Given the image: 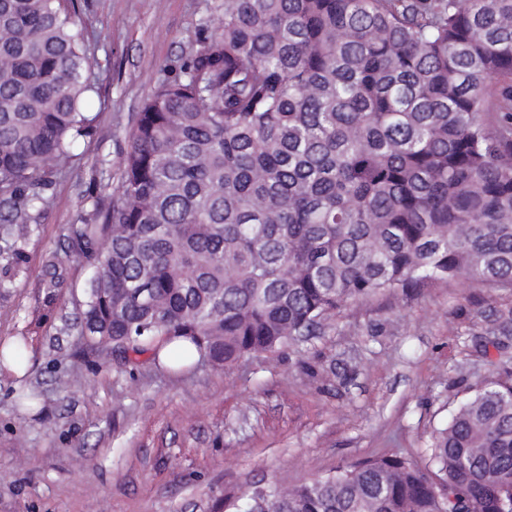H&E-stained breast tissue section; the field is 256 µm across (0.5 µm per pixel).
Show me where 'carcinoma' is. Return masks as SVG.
Returning a JSON list of instances; mask_svg holds the SVG:
<instances>
[{
    "label": "carcinoma",
    "mask_w": 512,
    "mask_h": 512,
    "mask_svg": "<svg viewBox=\"0 0 512 512\" xmlns=\"http://www.w3.org/2000/svg\"><path fill=\"white\" fill-rule=\"evenodd\" d=\"M78 0H0V234L40 222L100 61ZM142 103L101 223L81 331L229 366L370 294L466 277L512 286V0H224ZM68 270H41L52 300ZM148 290L150 300L134 293ZM425 472L388 454L243 512H512V371L439 432Z\"/></svg>",
    "instance_id": "cac0c4a2"
}]
</instances>
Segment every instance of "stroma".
Listing matches in <instances>:
<instances>
[{
    "mask_svg": "<svg viewBox=\"0 0 512 512\" xmlns=\"http://www.w3.org/2000/svg\"><path fill=\"white\" fill-rule=\"evenodd\" d=\"M224 0H80L97 54V132L78 142L11 267L0 241V512H221L397 453L429 468L436 433L486 378L512 369V287L458 279L360 298L305 341L224 368L171 369L90 347L79 315L93 266L46 303L40 274L69 225L111 205L143 99L191 52ZM113 166L100 172L99 162ZM108 190L93 198L90 183Z\"/></svg>",
    "mask_w": 512,
    "mask_h": 512,
    "instance_id": "1",
    "label": "stroma"
}]
</instances>
